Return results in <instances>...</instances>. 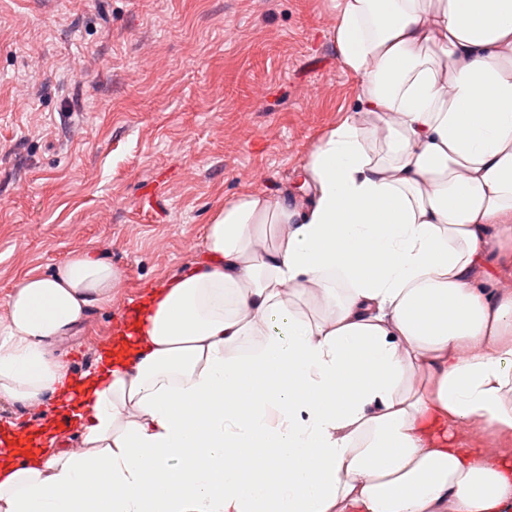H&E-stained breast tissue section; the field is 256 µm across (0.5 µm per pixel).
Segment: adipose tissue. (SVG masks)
I'll return each instance as SVG.
<instances>
[{
    "mask_svg": "<svg viewBox=\"0 0 512 512\" xmlns=\"http://www.w3.org/2000/svg\"><path fill=\"white\" fill-rule=\"evenodd\" d=\"M337 9L351 115L215 213L82 390L85 452L0 458V512H512V0ZM121 285L16 283L0 399L65 390L54 341Z\"/></svg>",
    "mask_w": 512,
    "mask_h": 512,
    "instance_id": "adipose-tissue-1",
    "label": "adipose tissue"
}]
</instances>
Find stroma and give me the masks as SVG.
<instances>
[{
    "label": "stroma",
    "mask_w": 512,
    "mask_h": 512,
    "mask_svg": "<svg viewBox=\"0 0 512 512\" xmlns=\"http://www.w3.org/2000/svg\"><path fill=\"white\" fill-rule=\"evenodd\" d=\"M334 0H0V322L20 278L88 252L124 273L58 349L70 370L134 289L203 249L225 201L287 190L360 78Z\"/></svg>",
    "instance_id": "1"
}]
</instances>
